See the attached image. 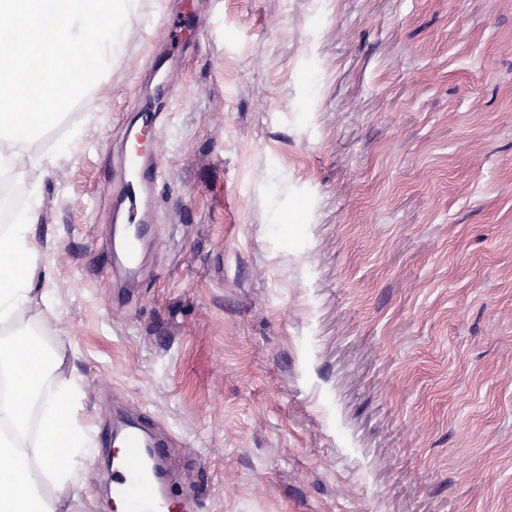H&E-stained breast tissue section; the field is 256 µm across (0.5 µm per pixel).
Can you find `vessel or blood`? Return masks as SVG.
<instances>
[{
    "label": "vessel or blood",
    "instance_id": "obj_1",
    "mask_svg": "<svg viewBox=\"0 0 512 512\" xmlns=\"http://www.w3.org/2000/svg\"><path fill=\"white\" fill-rule=\"evenodd\" d=\"M159 130L151 114L137 113L125 131L124 179L112 226V270L127 280L140 273V254L153 237L157 190L164 178L162 164L151 153ZM103 446L119 445L113 458V505L123 512H198L200 500L191 491L168 489L166 461L172 440L130 420L113 433H102Z\"/></svg>",
    "mask_w": 512,
    "mask_h": 512
}]
</instances>
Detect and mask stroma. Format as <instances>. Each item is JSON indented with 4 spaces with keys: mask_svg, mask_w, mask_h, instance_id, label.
<instances>
[{
    "mask_svg": "<svg viewBox=\"0 0 512 512\" xmlns=\"http://www.w3.org/2000/svg\"><path fill=\"white\" fill-rule=\"evenodd\" d=\"M168 69L122 308L117 155ZM75 126L36 285L89 428L148 412L202 512H512V0H143ZM106 458L63 512H111Z\"/></svg>",
    "mask_w": 512,
    "mask_h": 512,
    "instance_id": "35a3bbf8",
    "label": "stroma"
}]
</instances>
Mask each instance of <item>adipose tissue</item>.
<instances>
[{
    "instance_id": "ef3b65f1",
    "label": "adipose tissue",
    "mask_w": 512,
    "mask_h": 512,
    "mask_svg": "<svg viewBox=\"0 0 512 512\" xmlns=\"http://www.w3.org/2000/svg\"><path fill=\"white\" fill-rule=\"evenodd\" d=\"M0 186L16 180L27 202L0 226V512H62L79 492L54 449L69 441L70 460L88 447L79 416L78 377L63 376L49 338L57 316L50 289L35 287L46 254L32 233L46 176L69 153L55 140L66 108L94 112L116 49L142 16L141 0H0ZM94 66H86V55Z\"/></svg>"
}]
</instances>
